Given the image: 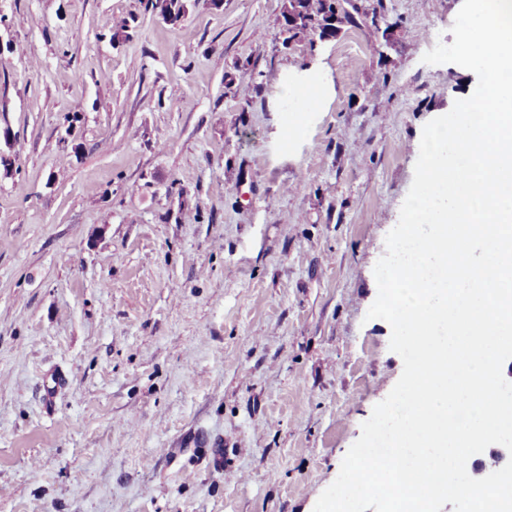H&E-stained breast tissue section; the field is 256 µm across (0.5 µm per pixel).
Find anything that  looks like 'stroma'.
Wrapping results in <instances>:
<instances>
[{"label":"stroma","instance_id":"stroma-1","mask_svg":"<svg viewBox=\"0 0 512 512\" xmlns=\"http://www.w3.org/2000/svg\"><path fill=\"white\" fill-rule=\"evenodd\" d=\"M352 2L322 41L288 0H0V512H313L337 478L403 370L366 313L422 129L477 85L422 61L463 0ZM306 72L309 74L308 82L304 81H288L281 83L278 87L277 96L288 97V99L298 104V111L291 112H317L320 110L326 96L332 91L331 84L326 80L325 75L315 66H312ZM308 89L314 93V99L308 104L300 101L301 92Z\"/></svg>","mask_w":512,"mask_h":512}]
</instances>
